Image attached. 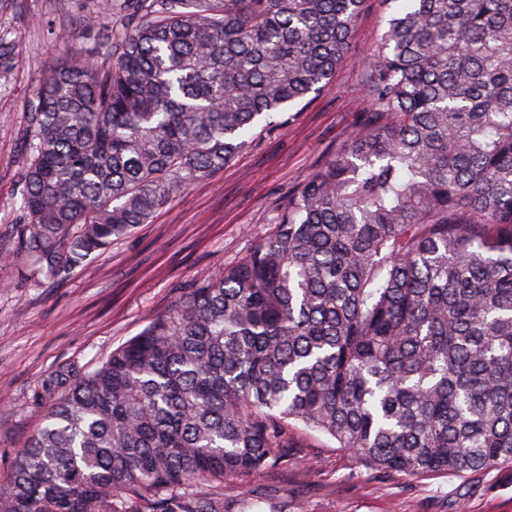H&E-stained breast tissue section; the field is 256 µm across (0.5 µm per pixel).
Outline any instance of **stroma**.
<instances>
[{
	"label": "stroma",
	"mask_w": 512,
	"mask_h": 512,
	"mask_svg": "<svg viewBox=\"0 0 512 512\" xmlns=\"http://www.w3.org/2000/svg\"><path fill=\"white\" fill-rule=\"evenodd\" d=\"M93 0H0V37L15 46L0 64V226L21 223L20 133L45 73L61 57L97 51L119 28L82 23ZM395 0H367L350 60L224 170L193 184L152 221L76 275L33 285L30 259L0 260V488L41 422L31 396L49 371L106 357L172 303L177 289L243 257L281 217L288 197L357 130L372 101L362 75ZM286 461L249 477L228 476L224 494L275 498L288 512H512V462L460 477H408L370 466L326 435L296 427Z\"/></svg>",
	"instance_id": "1"
}]
</instances>
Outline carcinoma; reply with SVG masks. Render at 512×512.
I'll use <instances>...</instances> for the list:
<instances>
[{
	"mask_svg": "<svg viewBox=\"0 0 512 512\" xmlns=\"http://www.w3.org/2000/svg\"><path fill=\"white\" fill-rule=\"evenodd\" d=\"M373 109L247 254L38 384L0 512H260L226 475L300 424L419 476L512 461V0H397ZM365 0H100L21 141L0 258L64 280L222 171L347 61Z\"/></svg>",
	"mask_w": 512,
	"mask_h": 512,
	"instance_id": "cac0c4a2",
	"label": "carcinoma"
}]
</instances>
